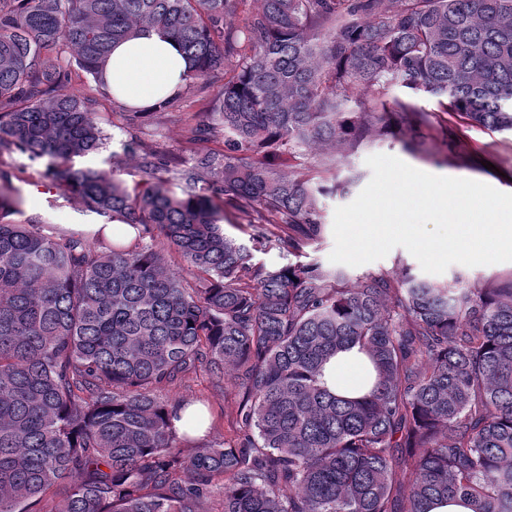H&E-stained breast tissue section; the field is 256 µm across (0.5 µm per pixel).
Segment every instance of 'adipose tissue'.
<instances>
[{
    "instance_id": "ef3b65f1",
    "label": "adipose tissue",
    "mask_w": 512,
    "mask_h": 512,
    "mask_svg": "<svg viewBox=\"0 0 512 512\" xmlns=\"http://www.w3.org/2000/svg\"><path fill=\"white\" fill-rule=\"evenodd\" d=\"M189 68L178 42L154 28L138 31L114 45L103 66V77L121 103L149 108L180 91ZM363 371L356 349L340 351L324 368L323 379L334 393L360 396Z\"/></svg>"
}]
</instances>
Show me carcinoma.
I'll return each instance as SVG.
<instances>
[{"label": "carcinoma", "instance_id": "1", "mask_svg": "<svg viewBox=\"0 0 512 512\" xmlns=\"http://www.w3.org/2000/svg\"><path fill=\"white\" fill-rule=\"evenodd\" d=\"M141 28L190 63L154 108L187 127L186 157L138 135L147 113L99 76ZM78 71L91 85L74 93ZM213 90L207 119L183 111ZM416 97L512 131V0H0V180L26 154L137 233H46L8 219L20 196L0 192V512H36L61 486L62 512H208L216 497L223 512H428L459 496L512 512V279L253 262L258 244L321 238V199L360 179L327 176L345 158L375 139L423 144L434 111ZM107 108L122 152L76 166L107 149ZM128 160L132 189L114 177ZM215 198L252 244L224 233ZM351 347L372 367L353 399L322 380ZM200 371L231 384L242 434L187 453L173 419L194 402L157 391Z\"/></svg>", "mask_w": 512, "mask_h": 512}]
</instances>
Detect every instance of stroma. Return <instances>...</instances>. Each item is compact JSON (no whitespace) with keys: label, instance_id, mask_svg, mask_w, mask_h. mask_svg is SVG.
I'll list each match as a JSON object with an SVG mask.
<instances>
[{"label":"stroma","instance_id":"stroma-1","mask_svg":"<svg viewBox=\"0 0 512 512\" xmlns=\"http://www.w3.org/2000/svg\"><path fill=\"white\" fill-rule=\"evenodd\" d=\"M449 128L455 132L454 140L438 131L426 140L424 153H411L400 142L389 139L374 141L352 156L349 162L336 170L337 180H344L350 170H357L361 178L349 194L325 197L322 201V215L326 226L320 242L302 246V261H314L329 265V256L334 249V236L331 230L334 211L337 207L349 204L370 181L372 173L365 160L374 154L395 156L421 171L455 178L480 181L494 188L512 193V134L498 133L480 127H472L463 119L452 116L448 119ZM10 163L14 170L25 173L20 185L25 199L21 207L23 216L39 214L43 228L56 230L67 224H96L100 218L87 211L76 198L62 194L50 180L42 178L37 163L27 155L13 154ZM159 395L168 402L180 399L203 403L208 409L210 434L213 442L234 443L238 434L237 399L232 391L213 387L206 375L166 386Z\"/></svg>","mask_w":512,"mask_h":512}]
</instances>
